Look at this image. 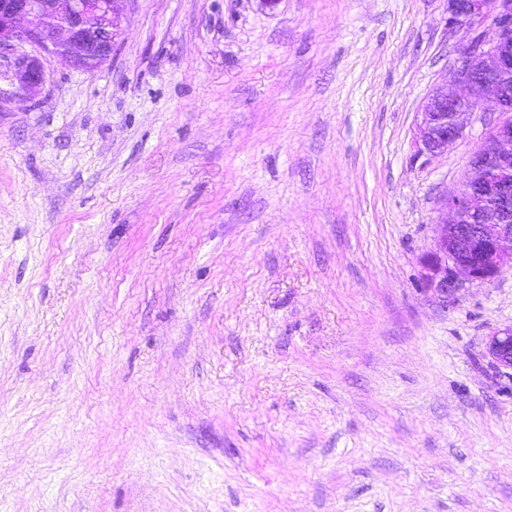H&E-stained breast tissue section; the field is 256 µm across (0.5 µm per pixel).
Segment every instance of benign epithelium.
I'll return each instance as SVG.
<instances>
[{"instance_id": "7a95c632", "label": "benign epithelium", "mask_w": 512, "mask_h": 512, "mask_svg": "<svg viewBox=\"0 0 512 512\" xmlns=\"http://www.w3.org/2000/svg\"><path fill=\"white\" fill-rule=\"evenodd\" d=\"M128 0H0V69L33 92L45 82L29 44L93 70L116 45ZM448 27L479 32L458 58L451 79L429 95L416 125L420 155L434 156L463 135L468 116L487 104L504 116L474 154L465 180L440 201L433 248L423 257L427 286L446 295L459 281L488 283L512 269V0H447ZM487 352L512 369V325L491 337Z\"/></svg>"}]
</instances>
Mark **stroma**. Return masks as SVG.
<instances>
[{"label": "stroma", "mask_w": 512, "mask_h": 512, "mask_svg": "<svg viewBox=\"0 0 512 512\" xmlns=\"http://www.w3.org/2000/svg\"><path fill=\"white\" fill-rule=\"evenodd\" d=\"M446 0H129L0 74V512H512V269L420 280L499 121L414 133ZM487 352L496 364L512 369V325L491 336Z\"/></svg>", "instance_id": "1"}]
</instances>
